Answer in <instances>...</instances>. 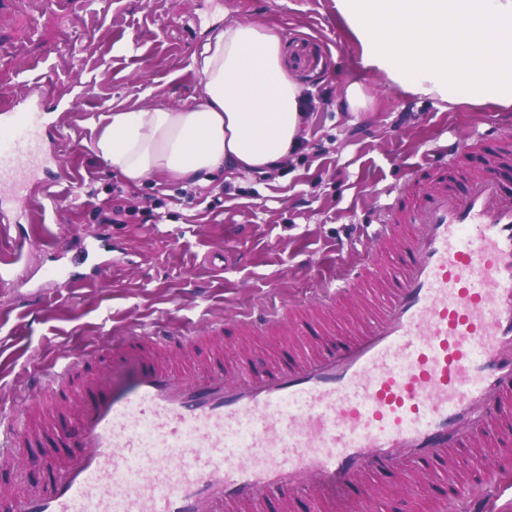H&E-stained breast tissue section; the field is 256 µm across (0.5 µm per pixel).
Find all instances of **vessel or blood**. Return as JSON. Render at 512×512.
I'll use <instances>...</instances> for the list:
<instances>
[{"label": "vessel or blood", "mask_w": 512, "mask_h": 512, "mask_svg": "<svg viewBox=\"0 0 512 512\" xmlns=\"http://www.w3.org/2000/svg\"><path fill=\"white\" fill-rule=\"evenodd\" d=\"M4 113L0 179L21 215L48 192L21 178L56 161L63 139L45 142L38 113ZM426 174L413 207L393 200L363 232L364 257L393 251L399 275L360 336L321 339L277 365L246 360L228 376L223 337L207 365L177 371L158 352L182 354L186 340L142 330L119 337L111 369L33 374L26 407L50 416L32 430L1 426L0 455L30 446L63 462L25 487L0 484V512H302L310 480L358 504L375 485L419 481L439 512H487L512 469V132L437 146L408 176ZM84 258L59 266L66 287L94 280ZM288 316L245 309L230 325ZM129 360L136 378L113 384ZM480 446L499 454L469 482L429 483Z\"/></svg>", "instance_id": "vessel-or-blood-1"}]
</instances>
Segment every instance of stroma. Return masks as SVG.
I'll return each mask as SVG.
<instances>
[{"label":"stroma","mask_w":512,"mask_h":512,"mask_svg":"<svg viewBox=\"0 0 512 512\" xmlns=\"http://www.w3.org/2000/svg\"><path fill=\"white\" fill-rule=\"evenodd\" d=\"M254 19L276 28L287 73L309 96L302 146L273 172H227L207 184L132 185L114 175L94 147L101 116L189 103L200 91L193 59L202 45L225 24ZM12 44L23 53L0 56V102L44 113L65 136L60 165L77 176L58 187V202L0 224V268L13 273L0 286V413L15 420L33 369L89 352L107 365L113 338L133 330L170 327L197 339L233 310L314 300L350 254L348 225L373 220L385 191L404 186L427 149L466 138L489 114L365 71L335 0H76L64 15L9 0L0 5V46ZM31 58L47 83L37 102L24 83ZM353 81L370 100L357 112L345 104ZM146 197L160 203L149 221L137 210ZM118 202L128 208L124 223L95 220ZM97 238L121 266L76 291L47 280L56 243L76 256ZM386 297L364 283L319 325L328 336L356 335ZM313 342L286 321L240 351L271 363Z\"/></svg>","instance_id":"1"}]
</instances>
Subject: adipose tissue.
Segmentation results:
<instances>
[{
    "mask_svg": "<svg viewBox=\"0 0 512 512\" xmlns=\"http://www.w3.org/2000/svg\"><path fill=\"white\" fill-rule=\"evenodd\" d=\"M364 67L403 92L512 108V0H336ZM201 92L184 107L103 116L95 148L131 184L205 182L271 168L300 145L307 100L262 20L232 22L194 60Z\"/></svg>",
    "mask_w": 512,
    "mask_h": 512,
    "instance_id": "adipose-tissue-1",
    "label": "adipose tissue"
}]
</instances>
